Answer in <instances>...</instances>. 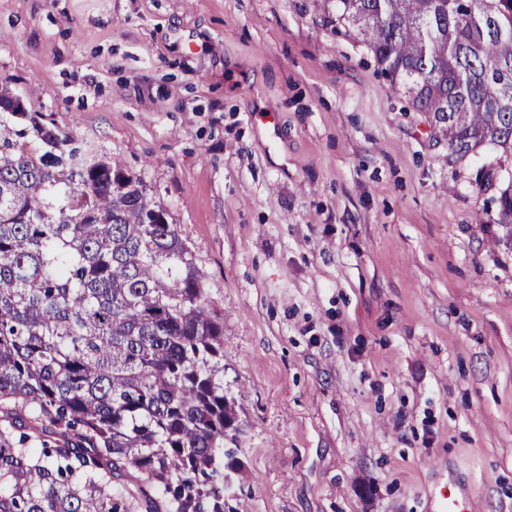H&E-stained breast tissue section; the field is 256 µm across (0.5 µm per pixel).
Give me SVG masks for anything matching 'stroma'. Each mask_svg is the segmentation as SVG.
Returning <instances> with one entry per match:
<instances>
[{
	"label": "stroma",
	"mask_w": 512,
	"mask_h": 512,
	"mask_svg": "<svg viewBox=\"0 0 512 512\" xmlns=\"http://www.w3.org/2000/svg\"><path fill=\"white\" fill-rule=\"evenodd\" d=\"M141 180L224 320L239 512H512V239L327 0H0V84ZM469 504V496L455 483L448 482L447 489L440 494L437 512H465Z\"/></svg>",
	"instance_id": "1"
}]
</instances>
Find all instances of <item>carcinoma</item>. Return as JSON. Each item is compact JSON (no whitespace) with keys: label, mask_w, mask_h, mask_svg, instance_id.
<instances>
[{"label":"carcinoma","mask_w":512,"mask_h":512,"mask_svg":"<svg viewBox=\"0 0 512 512\" xmlns=\"http://www.w3.org/2000/svg\"><path fill=\"white\" fill-rule=\"evenodd\" d=\"M463 158H512V0H335ZM512 224V184L499 188ZM141 181L0 113V512H236L224 321Z\"/></svg>","instance_id":"obj_1"}]
</instances>
